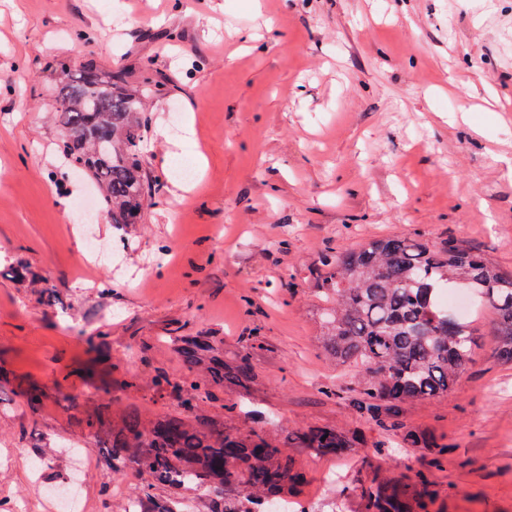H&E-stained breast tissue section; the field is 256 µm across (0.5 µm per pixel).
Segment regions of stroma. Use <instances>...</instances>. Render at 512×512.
Returning a JSON list of instances; mask_svg holds the SVG:
<instances>
[{
    "mask_svg": "<svg viewBox=\"0 0 512 512\" xmlns=\"http://www.w3.org/2000/svg\"><path fill=\"white\" fill-rule=\"evenodd\" d=\"M88 58L161 84L142 114L151 198L130 227L100 208L82 218L77 201L96 191L58 151L44 69ZM1 73L0 499L16 512H50L38 484L58 468L79 476L78 512H113L99 490L120 478L77 420L113 399L115 364L142 382L131 402L170 411L143 385L182 370L169 336L262 337L261 402L284 427L384 438L322 394L350 383L314 318L325 254L419 231L512 273V0H0ZM187 120L206 159L191 193L177 174ZM20 262L54 295L16 282ZM469 318L481 346L468 369L448 395L402 409L407 429L447 445L440 465L393 434L378 452H295L310 512H359L360 484L419 471L431 512H512V365L494 356L490 307ZM99 333L104 355L87 342ZM142 342L144 362L129 354ZM31 385L48 393L36 412L20 397ZM50 437L31 470L21 450Z\"/></svg>",
    "mask_w": 512,
    "mask_h": 512,
    "instance_id": "stroma-1",
    "label": "stroma"
}]
</instances>
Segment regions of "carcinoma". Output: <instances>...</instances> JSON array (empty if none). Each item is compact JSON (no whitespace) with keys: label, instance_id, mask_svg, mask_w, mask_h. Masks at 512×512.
I'll list each match as a JSON object with an SVG mask.
<instances>
[{"label":"carcinoma","instance_id":"obj_1","mask_svg":"<svg viewBox=\"0 0 512 512\" xmlns=\"http://www.w3.org/2000/svg\"><path fill=\"white\" fill-rule=\"evenodd\" d=\"M62 152L73 171L98 190L112 223L144 220L149 178L141 152L146 127L142 98L125 73L87 59L50 68ZM315 288L323 348L354 371L355 404L384 433L403 429L402 406L448 393L472 361L471 324L440 303L453 289L485 298L493 312L496 355L512 365V274L499 270L455 238L431 241L414 232L370 239L321 260ZM182 372L155 371L151 385L175 407L148 416L110 400L85 421L107 448L112 472L135 475L138 512H265L260 504L288 501L304 481L286 447L337 455L360 445L332 426L314 425L280 441L248 424L259 404L253 360L262 344L226 349L215 336H170ZM242 399L206 406L224 390ZM433 492L424 473L402 486L373 479L361 488L362 512H428Z\"/></svg>","mask_w":512,"mask_h":512}]
</instances>
